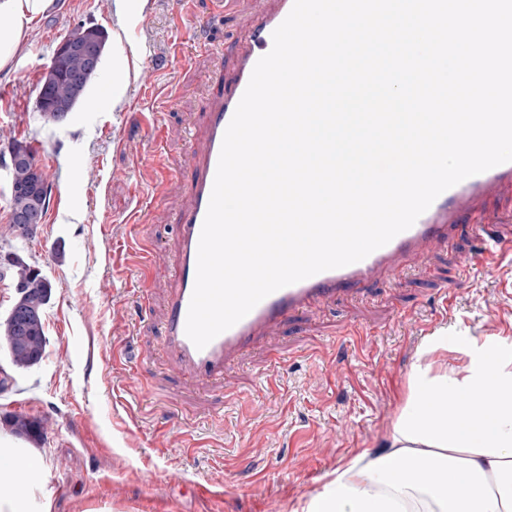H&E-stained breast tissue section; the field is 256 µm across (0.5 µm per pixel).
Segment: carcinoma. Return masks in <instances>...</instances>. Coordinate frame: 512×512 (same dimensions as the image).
<instances>
[{
  "mask_svg": "<svg viewBox=\"0 0 512 512\" xmlns=\"http://www.w3.org/2000/svg\"><path fill=\"white\" fill-rule=\"evenodd\" d=\"M88 38L108 39L105 30L101 27L93 29L79 27L66 38L67 42H75ZM83 68L82 60L71 56L61 67V79L52 87V97L58 110H73L83 100L91 80L75 84L67 78V74ZM17 145L24 146L29 161L12 168L11 182L20 187L18 191H10V208L12 213H20L30 209L34 199L24 191V187L37 183L46 184L42 172L36 167L34 155L29 146L23 142ZM13 272L14 284L20 286L16 291L17 298L12 309L28 312L29 317L25 329L17 331L11 319L0 322V344L6 346L13 365L19 369H28L39 364L46 353L47 336L45 331L44 310L48 304L53 290L52 282L42 274V271L27 264L18 254H12L6 265H1ZM5 423L9 425L14 434L32 442H39L43 437L44 427L41 421L30 418L22 413L6 416Z\"/></svg>",
  "mask_w": 512,
  "mask_h": 512,
  "instance_id": "carcinoma-1",
  "label": "carcinoma"
}]
</instances>
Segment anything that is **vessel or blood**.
<instances>
[{
	"instance_id": "b4317fda",
	"label": "vessel or blood",
	"mask_w": 512,
	"mask_h": 512,
	"mask_svg": "<svg viewBox=\"0 0 512 512\" xmlns=\"http://www.w3.org/2000/svg\"><path fill=\"white\" fill-rule=\"evenodd\" d=\"M294 0H276L274 10L254 8L238 43V64L231 81L221 82L209 114L203 148L193 170L192 192L179 211L177 247L170 259L175 291L163 324V353L175 369L196 382L223 379L226 364L257 337L270 334L289 315L324 301L336 291L357 288L377 277L397 279L398 261L411 256L421 260L429 251L449 244L463 217L478 211L481 202L512 186V162L469 177L440 194L430 208L406 231L365 259L326 270L281 288L263 299L243 319L218 335L204 349H197L185 328L196 273L198 247L207 213L225 131L248 85L257 61L270 52L272 34L285 20Z\"/></svg>"
}]
</instances>
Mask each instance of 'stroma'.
Segmentation results:
<instances>
[{
  "label": "stroma",
  "mask_w": 512,
  "mask_h": 512,
  "mask_svg": "<svg viewBox=\"0 0 512 512\" xmlns=\"http://www.w3.org/2000/svg\"><path fill=\"white\" fill-rule=\"evenodd\" d=\"M253 0H54L21 66L0 74V147L26 142L52 187L36 233L9 229L0 168V252L53 283L47 354L25 371L0 346V431L22 410L42 421L53 512H295L326 473L379 446L398 415L421 341L436 332L512 336V257L487 260L469 225L397 282L341 291L249 344L220 383L179 375L162 353L178 206L192 189L221 78ZM108 33L93 91L61 124L36 88L78 25ZM118 83L108 109L99 87ZM151 109L136 118L142 104ZM141 212L139 224L125 223Z\"/></svg>",
  "instance_id": "1"
}]
</instances>
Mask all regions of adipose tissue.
I'll use <instances>...</instances> for the list:
<instances>
[{
	"mask_svg": "<svg viewBox=\"0 0 512 512\" xmlns=\"http://www.w3.org/2000/svg\"><path fill=\"white\" fill-rule=\"evenodd\" d=\"M50 3L0 0V72ZM47 469L40 450L0 434V512H51ZM301 512H512V336L427 337L384 441L330 472Z\"/></svg>",
	"mask_w": 512,
	"mask_h": 512,
	"instance_id": "adipose-tissue-1",
	"label": "adipose tissue"
}]
</instances>
